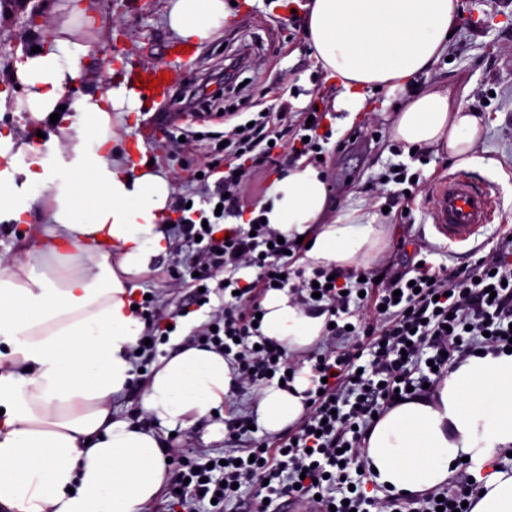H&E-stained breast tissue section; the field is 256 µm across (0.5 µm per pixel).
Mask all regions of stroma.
I'll use <instances>...</instances> for the list:
<instances>
[{
    "instance_id": "stroma-1",
    "label": "stroma",
    "mask_w": 512,
    "mask_h": 512,
    "mask_svg": "<svg viewBox=\"0 0 512 512\" xmlns=\"http://www.w3.org/2000/svg\"><path fill=\"white\" fill-rule=\"evenodd\" d=\"M65 0H8L0 6V78H7L20 54L52 40L68 14ZM100 18L97 27L76 29L75 34L91 40V63L74 85V92L101 85L108 72L100 66L104 53L115 52L118 60L134 65L172 64L167 47L177 40L165 20V0H93ZM39 10L43 25L28 28L31 10ZM233 18L224 29L198 46L194 62L180 72V84L167 99L143 102L128 117L130 129L120 132L122 143L133 140L132 132L143 124L156 128V137L143 146L151 160L172 178V195L195 197L199 188L196 169L205 150L213 148V135L229 130L224 112L243 114L262 111L270 100L284 96L294 107L318 105L326 112L322 169L329 187L332 212L360 208L369 212L390 207L384 221L390 234L387 247L375 259L378 267L403 268L411 255L431 254L435 264L462 270L473 255H487L501 232H512V0H458L459 23L448 42L447 58L439 59L416 79L417 90L446 92L452 105L487 103L482 134L471 154L472 164L462 165L447 153L427 152L425 162L409 161L392 137V116L407 94L371 90L364 108L356 113L334 111L342 88L317 63L305 34V10L291 12L279 0H236ZM249 52V66L236 78L240 90L224 89L225 58L231 52ZM179 112L205 114L195 129L201 141L182 144L174 140L170 122ZM364 133L363 141L349 149L337 150L346 134ZM428 180L465 169L479 183L489 184L495 197L492 220L478 240L466 246L445 247L435 236L425 194H418L408 215L391 200V187L380 182L382 174L399 162ZM169 255L160 257L151 271L137 279L139 291L153 292L157 313L168 314L181 307L186 291L171 281L168 272L180 247L175 229H168ZM165 444L200 456L221 455L224 443L205 436L204 425L185 430L159 428Z\"/></svg>"
}]
</instances>
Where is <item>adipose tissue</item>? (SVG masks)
Returning <instances> with one entry per match:
<instances>
[{
  "mask_svg": "<svg viewBox=\"0 0 512 512\" xmlns=\"http://www.w3.org/2000/svg\"><path fill=\"white\" fill-rule=\"evenodd\" d=\"M51 44L16 61L0 92V112H24L45 142L0 132V223L32 227L21 261L0 260V512H143L159 494L167 462L156 426L188 429L224 409L232 382L222 354L180 345L151 367L141 408L150 425L113 416L112 400L134 374L144 323L133 310L135 281L165 255L172 183L166 172L133 164L120 148L124 114L141 102L106 84L67 98L92 53L74 35L82 0ZM168 26L201 42L223 28L225 0H167ZM457 0H312L305 30L315 58L342 92L335 111L357 112L362 90L404 89L448 50ZM59 121H52V114ZM477 115L447 94L416 92L398 109L394 140L406 148L469 154ZM271 227L308 241L309 266L355 273L387 245V227L360 209L326 220L321 170L301 159L272 179L261 202ZM260 330L288 351L314 346L325 315L269 291ZM310 374L292 390L262 389L253 414L276 433L305 411ZM512 450V353L467 356L436 386L389 409L364 457L372 480L415 495L447 483L454 464L473 470ZM472 512H512V471L490 476Z\"/></svg>",
  "mask_w": 512,
  "mask_h": 512,
  "instance_id": "1",
  "label": "adipose tissue"
}]
</instances>
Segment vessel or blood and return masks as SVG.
I'll return each mask as SVG.
<instances>
[{"mask_svg":"<svg viewBox=\"0 0 512 512\" xmlns=\"http://www.w3.org/2000/svg\"><path fill=\"white\" fill-rule=\"evenodd\" d=\"M160 67L133 68L123 62H115L113 75L125 83L129 91H137L141 77L157 78ZM430 210L436 231L449 244L469 240L478 234L491 220L493 198L486 188L475 186L463 172L449 174L432 195Z\"/></svg>","mask_w":512,"mask_h":512,"instance_id":"obj_1","label":"vessel or blood"}]
</instances>
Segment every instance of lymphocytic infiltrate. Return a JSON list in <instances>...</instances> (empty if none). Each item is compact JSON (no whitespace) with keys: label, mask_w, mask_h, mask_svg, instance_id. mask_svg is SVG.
<instances>
[{"label":"lymphocytic infiltrate","mask_w":512,"mask_h":512,"mask_svg":"<svg viewBox=\"0 0 512 512\" xmlns=\"http://www.w3.org/2000/svg\"><path fill=\"white\" fill-rule=\"evenodd\" d=\"M289 107L275 98L252 126L225 132L223 168L203 167L207 183L198 202L177 200L176 226L196 244L195 276L188 303L178 311L162 317L152 300L141 301L143 335L150 340L142 354L154 359L170 325L191 307L219 299L197 338L223 354L234 388L246 391L292 382L302 366L255 325L267 292L289 289L304 309L328 313L332 324L311 355L308 406L295 423L277 436L258 437L253 416L233 415L226 422L224 461L211 467L167 449L174 502H191L204 512H276L288 496L315 501L317 512H471L482 487L474 475L437 491L379 497L369 493L360 469L375 416L420 396L424 386H436L468 355L512 346V233L500 235L495 249L463 278L428 261L392 273L373 269L361 282L336 280L332 265L304 274L295 266L302 244L254 224L258 204L241 190L248 163H275L274 146L283 137H290L297 155L324 154L318 134L323 113L307 107L312 123L298 121L283 134L278 124ZM228 217L237 225L224 227ZM221 275L226 284H217ZM350 339L358 346L347 353L343 344Z\"/></svg>","instance_id":"1"}]
</instances>
